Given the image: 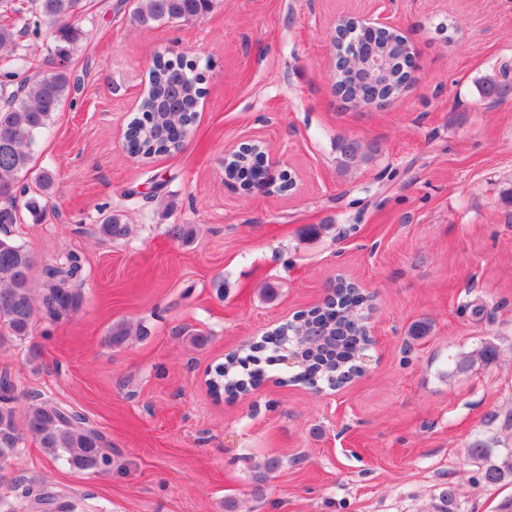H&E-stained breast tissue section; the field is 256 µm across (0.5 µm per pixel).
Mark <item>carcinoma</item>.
I'll list each match as a JSON object with an SVG mask.
<instances>
[{
  "label": "carcinoma",
  "mask_w": 512,
  "mask_h": 512,
  "mask_svg": "<svg viewBox=\"0 0 512 512\" xmlns=\"http://www.w3.org/2000/svg\"><path fill=\"white\" fill-rule=\"evenodd\" d=\"M215 0H136L130 12L131 25L149 29L170 23L196 21L213 9ZM86 11L85 0H32L31 13L21 8L0 12V347L9 341H22L33 335L37 319L58 321L77 311L83 302V260L68 252L55 263L41 269L39 287H34L36 263L33 253L7 230L20 220L25 209L40 210L37 198L29 195V182L46 190L53 177L31 166L38 139L51 125L55 112L67 101L77 84L69 67L70 58L82 39L78 21ZM54 40L49 59L38 70H31L28 40L38 39L43 31ZM402 35L390 37L383 46L397 74L380 95L399 94L406 73L400 72ZM194 65L176 62L156 54L149 73V84L132 120L126 137L132 154L153 156L176 152L184 146V127L196 111L194 103L203 90L194 81ZM482 98L496 103L512 96V72L503 68L497 75H486L477 82ZM338 165L348 169L362 157L361 145L344 140L337 146ZM100 237L122 240L129 226L117 216H108L98 225ZM167 233L175 240L189 243L195 235L192 224H171ZM366 298L352 294L347 285H339L320 309L308 311L302 322L276 328L274 335L289 343V336L302 329L315 333L314 340L302 347V363L285 382H305L317 386L333 384L357 369L356 356L361 351L360 309ZM265 342L250 346L244 358L230 354L212 374V387L229 397L259 386L263 371L255 368L242 372L246 363H257V353ZM497 346L485 342L470 353L455 359V368L465 372L476 363L490 364L498 357ZM23 400L22 415L14 403ZM37 441L51 457L70 467L99 472L111 464L110 445L104 436L90 427L85 416L59 406L37 392H20L15 380L0 374V465L16 454L24 436ZM476 469L471 482L477 487H492L512 478V448L499 447L496 436L479 437L469 447ZM23 496L31 498L29 509L46 512H75V503L50 489L32 493L27 487Z\"/></svg>",
  "instance_id": "cac0c4a2"
}]
</instances>
